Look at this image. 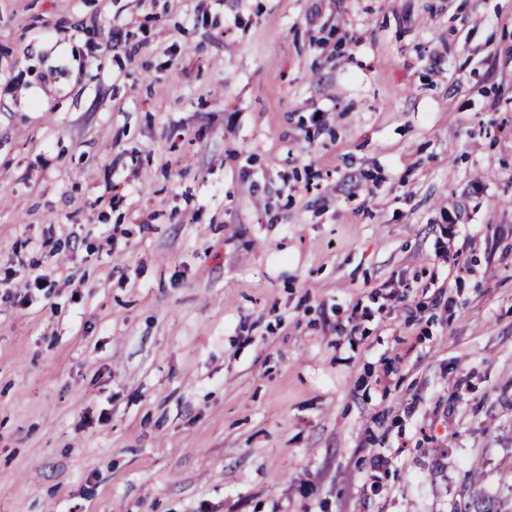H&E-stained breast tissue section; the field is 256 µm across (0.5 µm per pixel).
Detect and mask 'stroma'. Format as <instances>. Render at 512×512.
I'll return each mask as SVG.
<instances>
[{"instance_id":"1","label":"stroma","mask_w":512,"mask_h":512,"mask_svg":"<svg viewBox=\"0 0 512 512\" xmlns=\"http://www.w3.org/2000/svg\"><path fill=\"white\" fill-rule=\"evenodd\" d=\"M0 278V512L512 499V0H0Z\"/></svg>"}]
</instances>
